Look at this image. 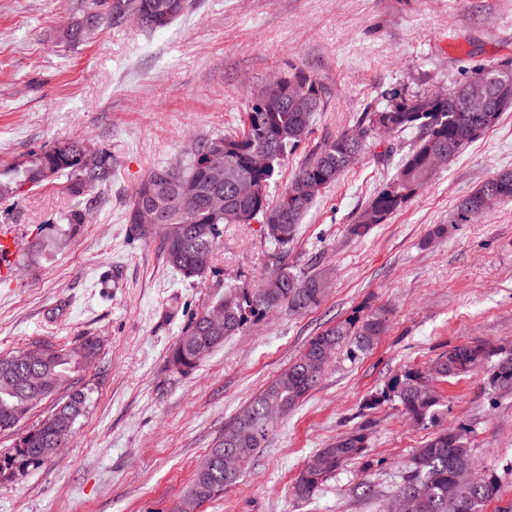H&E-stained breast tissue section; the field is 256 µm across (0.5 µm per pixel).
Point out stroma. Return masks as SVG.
<instances>
[{
	"label": "stroma",
	"instance_id": "stroma-1",
	"mask_svg": "<svg viewBox=\"0 0 512 512\" xmlns=\"http://www.w3.org/2000/svg\"><path fill=\"white\" fill-rule=\"evenodd\" d=\"M82 0H0V167L79 137L109 150L108 186L92 190L91 219L39 265L0 280V355L98 337L85 416L50 461L0 478V512H173L233 417L309 340L338 321L391 309L366 353L338 350L319 384L278 420L265 448L203 512H386L402 469L431 435L394 401L368 408L404 370L462 344L512 349V201L474 224L449 227L456 202L512 169V112L362 239L348 224L395 173L409 136L377 139L305 214L292 251L298 270L327 269L316 308L251 322L193 371L168 363L191 315L226 283L255 287L268 265L259 224H228L214 271L190 284L156 243L129 240L134 186L190 144L239 127L255 90L304 73L326 91L314 139L350 130L393 94L444 92L473 66L512 59V0H194L169 27L102 25L81 44L60 41ZM390 160H383L386 147ZM60 186L28 191L0 216L21 246L64 234ZM441 427L467 428L476 472L495 475L486 512L512 503V393L484 372L439 381ZM370 422L367 461L336 470L310 498L294 483L319 448ZM376 496H363L361 483Z\"/></svg>",
	"mask_w": 512,
	"mask_h": 512
}]
</instances>
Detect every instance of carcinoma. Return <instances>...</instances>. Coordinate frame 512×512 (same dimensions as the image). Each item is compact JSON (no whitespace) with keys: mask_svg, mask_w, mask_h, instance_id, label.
I'll return each instance as SVG.
<instances>
[{"mask_svg":"<svg viewBox=\"0 0 512 512\" xmlns=\"http://www.w3.org/2000/svg\"><path fill=\"white\" fill-rule=\"evenodd\" d=\"M192 7L191 0H88L85 10L74 15L63 27L61 40L79 41L91 29L103 24L122 25L131 20L145 32L169 27ZM487 107L484 112L468 108L464 81L448 88L443 96L433 93L395 94L378 106L360 113L353 128L340 135L316 142L307 160L293 174L276 201L269 200L267 189L278 181L288 157L311 139L315 114L323 111L327 91L303 73L286 77L264 107L249 106L243 127L232 134L199 139L194 142L182 164L177 180L163 177L167 167L151 170L135 187L127 211L129 235L133 239L158 242L168 267L183 279L201 283L212 272L214 253L226 224L262 226L269 245V267L255 288L230 285L216 302L224 320L213 324L206 310L192 316L169 352V363L177 371L188 373L201 362L197 347L205 342L210 350L224 340L239 336L256 318L280 307L309 311L317 307L324 294L322 273L305 274L291 261L292 248L304 215L315 205L323 191L335 184L350 169L349 158L362 153L375 141L374 128L389 125L396 134L413 136L410 150L401 159L393 177L379 188L368 205L349 225V235L364 237L376 224L373 215L380 211L388 217L403 206L430 181L433 170L430 155L439 147L448 149V160L457 157L482 133L494 127L503 114L512 110V60L486 67ZM297 83L311 93L313 106L307 112L297 110L286 90ZM264 152L268 164L261 169L250 166L251 157ZM112 153L103 150L95 167L85 162L82 140L59 142L0 169V205L8 206L29 189L63 181L71 204L59 221L74 232L87 223L90 206L87 193L106 186L112 179ZM252 182V197L235 194L233 182L224 179V171ZM496 202L512 199V170L505 169L487 179L480 188L458 200L448 223L474 224L487 217ZM148 203L158 216L157 227L148 232L139 222L138 207ZM62 239H33L23 255L24 263L36 265ZM390 321V310L381 307L363 316L338 322L314 337L301 355L273 377L253 399L224 427V435L209 449L213 458L210 470L195 472L175 512H195L202 504L224 496L239 472L224 471V455L240 453L242 462L265 447L273 429L269 416L283 417L296 408L320 382L324 368L319 365L324 352L345 346L352 354L365 353L383 336ZM101 341L87 336L74 345H43L44 356L29 361L15 353L0 356V433L14 431L36 408L30 392L44 381L51 382L45 398L55 397L66 387L72 374L83 370L86 357L99 352ZM486 369L488 386L494 391L512 392V350H494L484 345L463 344L440 355L428 371L408 369L395 377L384 396L399 403L415 424L426 429L440 419V401L431 382L467 376ZM91 388H69L51 411L37 424L25 430L11 451L0 454V476H12L20 469L12 463L27 460L35 464L50 424L63 422L75 426L84 416ZM371 422L365 421L344 436L336 438L316 454L323 466L315 471L304 467L295 492L301 498L312 496L326 478L346 463L367 456ZM473 466L467 431L448 429L435 432L405 465L397 492L409 490L422 495L420 512H448V502L457 501L462 512H484L496 495L493 477H476L465 485L453 480L454 469Z\"/></svg>","mask_w":512,"mask_h":512,"instance_id":"1","label":"carcinoma"}]
</instances>
